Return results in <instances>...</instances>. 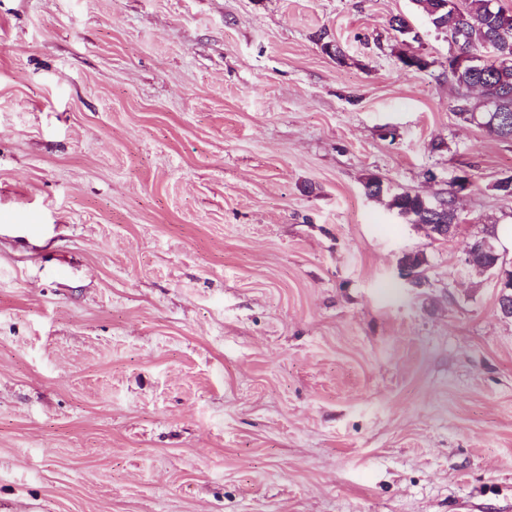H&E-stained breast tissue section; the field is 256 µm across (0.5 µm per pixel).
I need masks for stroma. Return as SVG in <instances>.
Segmentation results:
<instances>
[{"instance_id": "1", "label": "stroma", "mask_w": 512, "mask_h": 512, "mask_svg": "<svg viewBox=\"0 0 512 512\" xmlns=\"http://www.w3.org/2000/svg\"><path fill=\"white\" fill-rule=\"evenodd\" d=\"M450 51L412 0H0V512H512L465 262L512 140ZM461 175L448 239L388 206Z\"/></svg>"}]
</instances>
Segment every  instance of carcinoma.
I'll list each match as a JSON object with an SVG mask.
<instances>
[{"label": "carcinoma", "mask_w": 512, "mask_h": 512, "mask_svg": "<svg viewBox=\"0 0 512 512\" xmlns=\"http://www.w3.org/2000/svg\"><path fill=\"white\" fill-rule=\"evenodd\" d=\"M415 8L429 23L446 34L454 50L481 53L489 48L491 58L469 60L449 70L455 84L465 90L479 88L484 99L493 103L498 115L496 129L489 134L512 139V13L498 5L497 0H467L459 8L456 0H412ZM485 106L473 105L467 96L457 99L453 112L463 122H470L473 113ZM455 182L449 183L448 197L431 201L418 193L402 191L391 195L390 206L398 214L425 225L438 239L448 238V225L455 219ZM423 260L417 253H406L400 267L422 279Z\"/></svg>", "instance_id": "carcinoma-1"}]
</instances>
